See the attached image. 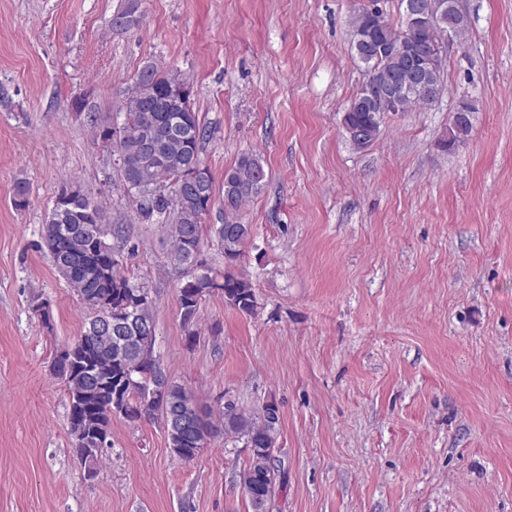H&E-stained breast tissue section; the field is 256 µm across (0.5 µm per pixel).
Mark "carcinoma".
Wrapping results in <instances>:
<instances>
[{"label":"carcinoma","instance_id":"cac0c4a2","mask_svg":"<svg viewBox=\"0 0 512 512\" xmlns=\"http://www.w3.org/2000/svg\"><path fill=\"white\" fill-rule=\"evenodd\" d=\"M379 0H369L351 22V40H356L358 23L379 26L381 37L393 44L410 40L429 47V54H415L419 68L425 70L427 93L414 94L399 108L433 103L443 92L442 65L435 55L442 51L444 29L419 31L410 35L407 20L392 25L378 7ZM143 18L141 0H125L112 23L122 21L121 30L140 26ZM125 121L115 127L108 117L87 114L95 138L116 156L123 186L135 194L137 219L144 224H160L171 243L169 259L184 274L178 290V303L187 345L194 344V330L202 301L213 293L224 297L229 306L247 315L257 312L258 301L249 279L234 272L251 239V227L237 219L241 207L260 194L266 184L263 160L252 153L242 155L224 172V223L209 225V231L224 253V269L205 267L198 278L191 270L203 265L199 260L204 244L205 218L215 197V185L209 170L204 180H187L193 167L202 166L201 153L210 131L199 121L191 104L190 84L176 70H162L147 61L137 70L133 85L122 104ZM474 105L460 102L448 137L439 141L444 150L465 142L471 132L470 116ZM344 126L375 125L378 138L380 122L370 110L348 112ZM129 230L124 224L110 225L99 206L91 203L81 189H61L42 229L38 248L46 251L56 272L75 290L91 310L103 309L112 322L137 326L155 325L153 298L143 284L131 281L122 271L123 256L107 243L108 236L124 238ZM156 339L137 344L120 355L99 338L95 320L88 317L80 336L56 348L54 357L72 358V372L57 375L69 397L68 426L73 453L82 459L84 449L96 447L99 439L112 436L113 392L133 373L134 383L124 387L123 418L130 423L163 418L168 447L173 456L189 463L207 447L211 439L223 433L241 438L251 446L242 476L248 478L251 491L245 492L252 512H267L275 494L277 467L274 451L278 447L280 412L275 401L266 402L258 411H247L234 401L224 403L215 424L212 410L200 406L195 394L185 385L166 377L154 356Z\"/></svg>","mask_w":512,"mask_h":512}]
</instances>
